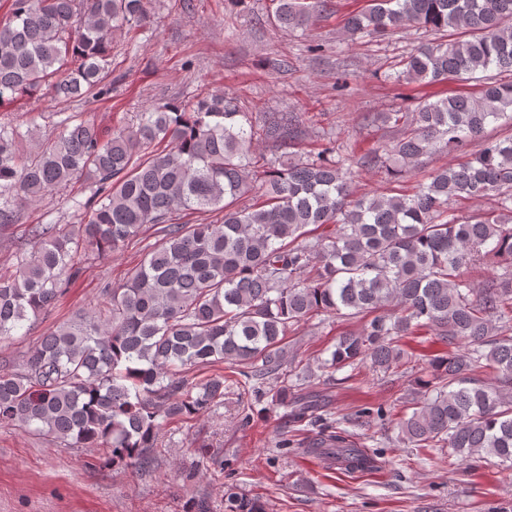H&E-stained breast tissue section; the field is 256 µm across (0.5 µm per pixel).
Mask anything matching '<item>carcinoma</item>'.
Instances as JSON below:
<instances>
[{"label": "carcinoma", "instance_id": "cac0c4a2", "mask_svg": "<svg viewBox=\"0 0 512 512\" xmlns=\"http://www.w3.org/2000/svg\"><path fill=\"white\" fill-rule=\"evenodd\" d=\"M276 26L305 30L328 0H276ZM145 0H12L0 27V103L47 88L83 100L108 94L112 35L147 23ZM403 25L434 31L387 75L396 85L476 81L477 96L417 101L386 112L400 129L388 153H336L331 134L303 155L296 112H247L227 94L161 101L136 126L105 138L79 113L56 138L0 121V224L60 188L91 189L67 228L38 224L20 245L15 272H0V339L54 304L78 278L86 251L109 255L147 224L162 238L100 311L82 312L41 336L16 368L0 372V424L67 448H107L112 465L150 467L167 422L191 419L224 399V376L195 382L198 367L229 362L246 380L272 381V407L312 401L283 373L287 336L313 317L372 315L339 337L322 361L330 373L368 364L410 374L417 386L402 441L446 448L466 461L512 463V0H368L345 32L383 34ZM35 141L28 152L19 149ZM482 142L465 161L428 173L410 194L354 196L351 168L385 167L393 181L421 158ZM490 198L468 216L453 203ZM187 211L224 214L219 224H179ZM503 272L480 290L470 273L487 259ZM426 327L454 347L422 368L400 338ZM344 471L372 468L364 449L324 430L310 448ZM228 512H266L227 494Z\"/></svg>", "mask_w": 512, "mask_h": 512}]
</instances>
